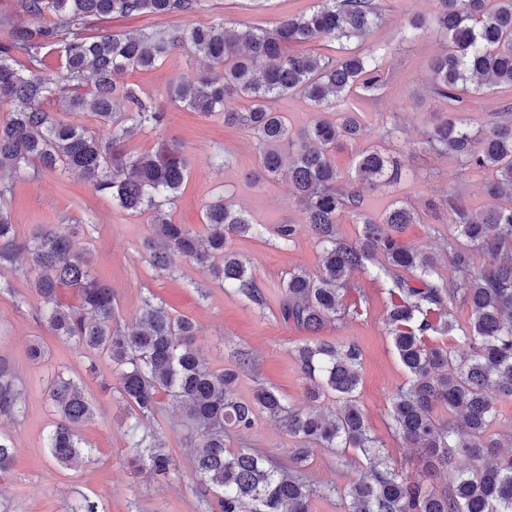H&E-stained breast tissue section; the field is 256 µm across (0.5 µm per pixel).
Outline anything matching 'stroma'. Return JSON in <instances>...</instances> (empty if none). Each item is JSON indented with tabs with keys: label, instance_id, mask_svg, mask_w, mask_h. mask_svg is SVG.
Wrapping results in <instances>:
<instances>
[{
	"label": "stroma",
	"instance_id": "1",
	"mask_svg": "<svg viewBox=\"0 0 512 512\" xmlns=\"http://www.w3.org/2000/svg\"><path fill=\"white\" fill-rule=\"evenodd\" d=\"M314 4L315 0H201L200 7L190 13L95 19L81 33L89 37L104 31H154L218 21L229 30L269 28L284 17L309 11ZM383 5L382 24L360 42L359 48L386 51L387 82L377 101L363 107L367 137L343 145L334 161L348 175L357 155L368 147L401 156V179L386 188L365 190V209L377 216L396 201L413 205L419 219L407 226L402 240L418 250L435 252L444 244L448 219L426 212L425 202L442 196L453 186L472 209L482 210L486 203L484 187L492 175L485 170L458 173L455 159L430 152L422 144L425 128L446 110L444 103L429 94L425 69L426 61L442 51L445 41L431 33L412 43L402 42L400 25L414 15L430 16L432 0H383ZM196 67L194 54L184 50L155 69L133 70L119 76V83L135 86L142 97L165 104L167 112L162 130L142 129L127 140L126 147L131 154L139 155L152 151L163 140L173 139L185 145L190 175L168 209L174 223L201 229L206 204L221 197L246 210L254 223L265 225L263 236L231 240L232 250L253 264L265 295L264 307H257L244 295L212 281L202 269L186 262H177V273L172 277L154 269L140 251L150 214L128 215L76 173L39 172L32 166L2 173L0 181L11 191L0 202L23 233L34 224H55L66 233L74 225H83L76 244L88 254L94 271L112 285L120 323L132 322L142 310L143 297L155 294L172 313L194 320L196 346L211 367L233 366L240 355H248L250 364L241 372L237 386L239 398L250 399L256 389L271 387L290 406L300 409L307 404L306 380L294 357V348L308 335L282 320L280 292L283 279L293 267L318 271L319 252L302 223V211L287 180L252 183L250 175L259 167V152L249 131L225 125L223 117L205 116L168 103V84L191 74ZM393 122L399 130L386 136L385 129ZM222 149L229 152L230 161L219 169L213 166L212 156ZM285 223L299 227L294 244L288 246L281 245L273 234L276 225ZM0 277L10 284L9 289L0 290V356L12 365L26 402L23 417H0V430L12 434L17 445L12 470L0 476V499L6 500L9 512H67L70 503L82 498L95 502L100 512H204L181 413L163 411L151 424L174 460L171 475L159 479L134 471L128 464L127 409L116 395L101 391L102 383L118 381L111 362L97 358L96 372L87 373L86 361L77 350L53 336L41 322L25 272L8 271ZM352 282L354 288L348 296L364 299L365 311L345 322L327 324L320 336L335 342L354 341L361 346L358 396L371 433L391 463L411 476H420V451L406 446L388 421V399L406 378L385 329L390 279L375 261L367 269L354 272ZM35 341L41 342L49 353L44 363H32L27 357L29 345ZM61 371L80 379L96 406L94 419L82 429L93 453L79 467L68 470L55 465L44 440L52 419L45 390L51 378ZM226 445L252 448L284 463L296 442L285 428L262 415L250 431L229 435ZM365 472L363 457L352 454L342 462L331 451L316 449L305 471L307 479L317 486L335 485L338 492L314 498L311 512H344L341 489Z\"/></svg>",
	"mask_w": 512,
	"mask_h": 512
}]
</instances>
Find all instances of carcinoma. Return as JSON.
I'll use <instances>...</instances> for the list:
<instances>
[{
    "label": "carcinoma",
    "instance_id": "carcinoma-1",
    "mask_svg": "<svg viewBox=\"0 0 512 512\" xmlns=\"http://www.w3.org/2000/svg\"><path fill=\"white\" fill-rule=\"evenodd\" d=\"M431 18H411L401 27L402 40L430 32L446 39V49L426 63L430 94L448 105L423 131V144L453 157L464 173L487 168L490 202L477 214L450 188L426 204L448 215L443 252L423 253L402 244L400 237L417 221V211L396 204L378 218L364 210L359 186L385 187L401 176V163L377 148L363 151L354 174L344 176L333 161L343 142L358 140L367 126L351 96L375 100L383 86L384 56L377 50L349 48L382 20L379 0H318L305 14L290 16L271 29L248 27L233 35L218 22L206 27L103 32L93 37L77 30L92 18L144 13H189L198 0H20L28 25L10 28L0 41V172H16L30 164L42 171L77 172L92 189L112 198L130 213L150 212L149 234L142 241L152 267L172 271L173 259L209 271L213 279L235 288L255 305L265 296L251 263L227 246L230 235L260 236L241 209L217 201L205 206L204 232L176 224L165 211L189 176L185 147L163 141L155 150L134 156L125 142L136 128L164 127L167 113L144 100L117 76L154 68L180 49H189L207 69L172 82L171 103L211 115L224 114V124L251 131L257 141L259 169L250 179L260 184L285 177L315 246L321 268L314 275L303 267L288 272L281 285L282 319L310 333L324 325L361 314L358 303H346L351 275L377 257L392 281L385 325L406 381L390 398L391 429L408 446L423 452L425 475L413 478L391 464L371 436L358 405L362 351L354 342L320 340L295 348L308 380L311 405L296 410L275 391L260 388L253 398L236 396L242 358L233 369L216 370L194 348L195 324L172 314L153 294L143 299L142 315L121 325L115 319L111 285L94 274L85 253L74 248L71 235L51 224H34L19 233L10 213L0 206V273L26 265L37 296L41 321L79 355L95 354L112 361L119 373L116 387L130 408L127 422L131 466L166 478L173 461L147 424L164 404L180 409L187 421L186 440L208 512H310L317 489L303 477L316 448L338 454L359 452L369 476L344 491L345 512H512V452L488 434L497 402L512 398V113L495 112L474 131L457 116L468 95L493 86H512V0H434ZM338 42L344 54L333 58L294 52L291 47L321 40ZM53 49L64 57L56 71L45 69ZM300 94L317 118L292 129L272 103ZM234 98L250 105L226 108ZM52 100L57 110L44 104ZM90 109L109 128L99 137L59 118L58 112ZM348 214L361 224L359 237L340 236L336 224ZM298 227L279 224L274 236L283 245L295 243ZM493 258L474 265L472 253ZM453 275L440 272L442 260ZM71 288L77 303L61 300ZM470 312L462 330L467 349L454 351L433 336L457 330L454 312ZM55 418L46 432L53 461L71 468L92 454L81 427L95 411L80 382L59 376L46 387ZM444 408L452 418L436 415ZM25 411L22 393L8 361L0 357V417ZM280 422L298 439L290 465L274 463L248 448L230 449L229 433L255 425L258 414ZM14 439L0 432V473L14 460ZM445 477L437 486L434 478Z\"/></svg>",
    "mask_w": 512,
    "mask_h": 512
}]
</instances>
